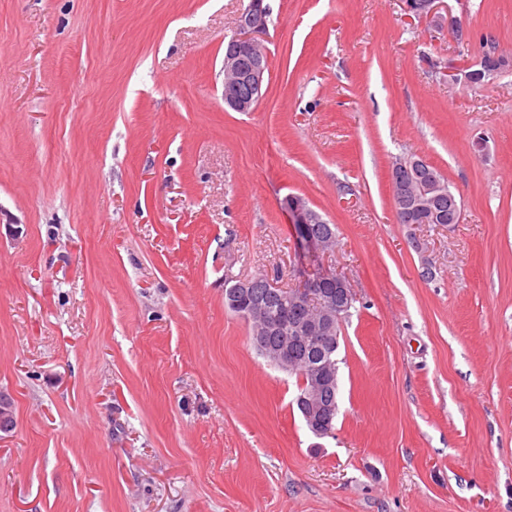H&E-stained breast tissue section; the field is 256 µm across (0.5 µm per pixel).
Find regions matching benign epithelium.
Here are the masks:
<instances>
[{
    "mask_svg": "<svg viewBox=\"0 0 512 512\" xmlns=\"http://www.w3.org/2000/svg\"><path fill=\"white\" fill-rule=\"evenodd\" d=\"M402 5L411 18L434 28L441 27L443 0H402ZM268 16L269 8L264 5V0H250L239 16L233 49L224 56V103L236 112L251 111L254 98L262 94L269 61L257 35L266 32ZM492 67L490 62L477 70L473 63H462L450 57L442 72L450 84L462 81L473 85L482 80L483 73H492ZM427 165L429 162L423 158H417L411 164L399 161L391 168L390 180H400L403 173L411 179ZM438 195V184L420 182L418 191L403 204L423 211L421 220L424 221L433 214L429 203ZM288 216L290 223L305 228L322 222L316 211L296 197L290 198ZM298 245L317 255L328 254L320 235L308 232L298 239ZM257 288L266 295L282 299L286 308L277 316L265 312L259 304L249 308L248 314L260 321L263 331L256 337V345L280 366L308 374L310 388L297 398V405L310 432L323 437L328 434L329 424L338 410L333 362L325 358V352L331 353L338 346L336 322L341 320V311L346 309L352 289L343 276L323 267L314 279L302 277V284L297 288H282L265 275L237 280L224 288V301L237 308ZM268 336L278 337L275 347L267 346Z\"/></svg>",
    "mask_w": 512,
    "mask_h": 512,
    "instance_id": "benign-epithelium-1",
    "label": "benign epithelium"
}]
</instances>
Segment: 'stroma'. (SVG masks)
<instances>
[{"label": "stroma", "mask_w": 512, "mask_h": 512, "mask_svg": "<svg viewBox=\"0 0 512 512\" xmlns=\"http://www.w3.org/2000/svg\"><path fill=\"white\" fill-rule=\"evenodd\" d=\"M269 76L223 100L248 0H0V512H512V0H266ZM421 156L459 223H397ZM335 224L298 251L285 200ZM334 268L332 436L257 352L224 282ZM403 10L406 15L413 19H420V22L430 24V27H441L444 16L441 9L444 6L443 0H402ZM444 60H435L432 63L433 67H435L438 73L441 74L442 68H444ZM480 62L475 63H461L460 60L455 59L454 57L448 58V63L446 67L442 69L444 76L448 78V84H457L461 80L465 84L474 85L476 82H481L483 77L482 70H471L473 67L478 66ZM481 83H476L475 85H480Z\"/></svg>", "instance_id": "1"}]
</instances>
